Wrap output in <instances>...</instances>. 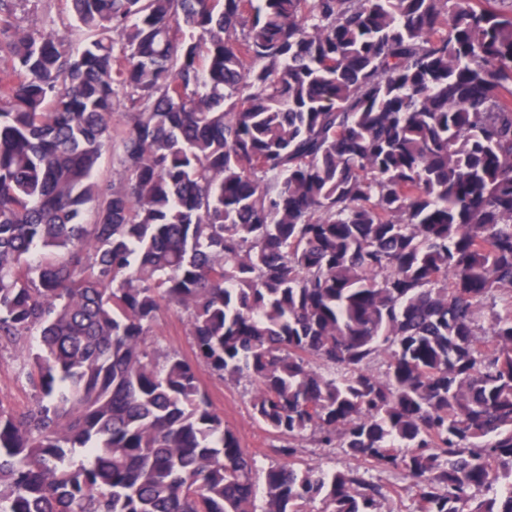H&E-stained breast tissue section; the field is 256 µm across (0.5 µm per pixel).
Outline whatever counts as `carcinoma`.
Returning a JSON list of instances; mask_svg holds the SVG:
<instances>
[{
	"mask_svg": "<svg viewBox=\"0 0 512 512\" xmlns=\"http://www.w3.org/2000/svg\"><path fill=\"white\" fill-rule=\"evenodd\" d=\"M28 2L0 0V350L32 395L0 401V512H384L371 469L415 512H512V0H67L64 36ZM202 369L250 386L265 470ZM156 336L161 347L170 350H177L183 355L191 356L190 338L176 313L166 311L165 320L157 328ZM299 449L297 462L302 465L328 469L331 467H344L359 465V462L345 456L340 448H315L309 442H304Z\"/></svg>",
	"mask_w": 512,
	"mask_h": 512,
	"instance_id": "obj_1",
	"label": "carcinoma"
}]
</instances>
